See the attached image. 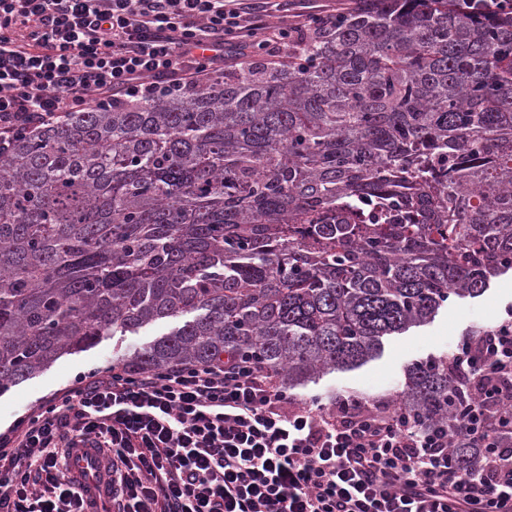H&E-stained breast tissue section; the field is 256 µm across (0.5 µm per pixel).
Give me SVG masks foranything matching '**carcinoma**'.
<instances>
[{"instance_id": "carcinoma-1", "label": "carcinoma", "mask_w": 512, "mask_h": 512, "mask_svg": "<svg viewBox=\"0 0 512 512\" xmlns=\"http://www.w3.org/2000/svg\"><path fill=\"white\" fill-rule=\"evenodd\" d=\"M296 41L0 152V393L167 319L118 364L248 353L303 386L512 271V18L356 0ZM405 376L452 424L448 356Z\"/></svg>"}]
</instances>
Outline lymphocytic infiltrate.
I'll list each match as a JSON object with an SVG mask.
<instances>
[{"label": "lymphocytic infiltrate", "instance_id": "obj_1", "mask_svg": "<svg viewBox=\"0 0 512 512\" xmlns=\"http://www.w3.org/2000/svg\"><path fill=\"white\" fill-rule=\"evenodd\" d=\"M321 15L289 0H0V150L100 104L283 58ZM451 430L400 405L288 396L237 355L76 379L0 432V512H87L70 463L98 449L103 512H504L512 503V317L458 341ZM477 451L465 465L451 439Z\"/></svg>", "mask_w": 512, "mask_h": 512}]
</instances>
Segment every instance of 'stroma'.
I'll return each instance as SVG.
<instances>
[{
  "label": "stroma",
  "instance_id": "obj_1",
  "mask_svg": "<svg viewBox=\"0 0 512 512\" xmlns=\"http://www.w3.org/2000/svg\"><path fill=\"white\" fill-rule=\"evenodd\" d=\"M509 307L512 308V275L506 274L493 279L481 297L450 301L430 324L385 337L381 354L364 366L327 374L317 383L294 390L293 395L324 404L339 393L399 398L408 363L448 353L467 332L495 326ZM172 326V321L166 320L136 335L108 336L85 351L57 360L45 372L0 395V430L42 398L74 382L77 376L111 367L117 356L144 346Z\"/></svg>",
  "mask_w": 512,
  "mask_h": 512
}]
</instances>
